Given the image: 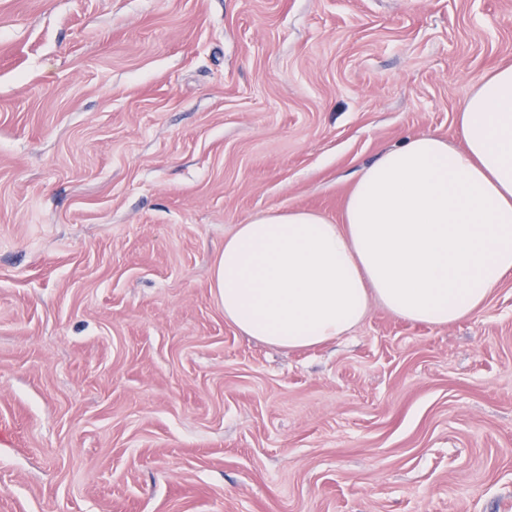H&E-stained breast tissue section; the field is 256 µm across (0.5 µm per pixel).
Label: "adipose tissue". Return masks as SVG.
I'll return each instance as SVG.
<instances>
[{
    "mask_svg": "<svg viewBox=\"0 0 512 512\" xmlns=\"http://www.w3.org/2000/svg\"><path fill=\"white\" fill-rule=\"evenodd\" d=\"M456 123L461 148L420 134L363 167L340 223L291 210L238 225L213 273L225 320L309 348L374 303L431 326L477 313L512 276V65L481 76Z\"/></svg>",
    "mask_w": 512,
    "mask_h": 512,
    "instance_id": "obj_1",
    "label": "adipose tissue"
}]
</instances>
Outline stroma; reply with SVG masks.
<instances>
[{
	"label": "stroma",
	"mask_w": 512,
	"mask_h": 512,
	"mask_svg": "<svg viewBox=\"0 0 512 512\" xmlns=\"http://www.w3.org/2000/svg\"><path fill=\"white\" fill-rule=\"evenodd\" d=\"M500 64L512 0H0V512H512V279L306 350L213 286Z\"/></svg>",
	"instance_id": "stroma-1"
}]
</instances>
